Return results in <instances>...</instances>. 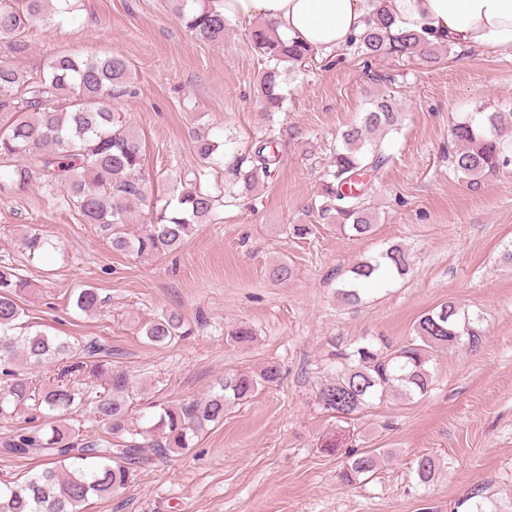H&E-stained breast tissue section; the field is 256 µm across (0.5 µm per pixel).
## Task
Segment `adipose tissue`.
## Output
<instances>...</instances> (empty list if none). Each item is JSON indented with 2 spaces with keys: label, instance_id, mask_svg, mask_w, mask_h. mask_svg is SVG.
I'll list each match as a JSON object with an SVG mask.
<instances>
[{
  "label": "adipose tissue",
  "instance_id": "adipose-tissue-1",
  "mask_svg": "<svg viewBox=\"0 0 512 512\" xmlns=\"http://www.w3.org/2000/svg\"><path fill=\"white\" fill-rule=\"evenodd\" d=\"M226 18L272 21L279 33L330 53L365 24L368 0H223ZM401 29L482 54L512 55V0H387Z\"/></svg>",
  "mask_w": 512,
  "mask_h": 512
}]
</instances>
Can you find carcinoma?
<instances>
[{
	"mask_svg": "<svg viewBox=\"0 0 512 512\" xmlns=\"http://www.w3.org/2000/svg\"><path fill=\"white\" fill-rule=\"evenodd\" d=\"M70 0H0V40L10 55L0 58V193L20 191L33 181L59 193L83 219L99 230L116 253L153 257L178 250L195 227L211 222L216 196L197 174L150 203L151 216L137 234L128 232L126 213L134 200L147 199L145 153L141 140L123 125L112 101L133 93L134 77L120 53L85 58L76 53L52 56L39 70L19 68L12 58L28 53L30 31L53 22L55 14L70 11ZM185 27L202 41L221 43L228 20L220 0H176ZM251 47L268 65L260 72L259 88L265 111L280 108V65L302 66L316 52L282 38L272 23L263 21L249 32ZM368 58L419 61L434 67L451 54L454 43L432 42L422 33L396 26L387 0H369L364 31L350 43ZM360 121L348 126L333 149L330 171L322 184V203L311 212L320 224H337L341 231L366 237L375 231L376 217L368 207L372 178L392 160V142L375 136L379 130H398L400 113L391 101L375 97ZM512 124L511 112L467 114L451 128L448 157L454 172L472 190L512 169V139L503 130ZM219 144L207 137L195 140V150L207 166L220 164ZM282 147L272 137L258 142L252 154L228 162L233 180L250 190L273 176ZM26 248L38 254L54 247L34 234ZM383 271L391 278L409 273L405 248L391 245L359 262L352 279L337 291V300L355 306L362 281ZM30 282L11 264H0V419L23 410L43 418L42 427L20 431L5 443L15 455H36L44 467L21 481H0V512H86L90 499H106L127 488L151 449L169 456L193 445L206 427L224 420V412L245 401L261 387L273 385L280 370L266 366L257 376L228 375L203 403L147 404L146 422L129 421L134 397L143 389L122 370L112 369V353L101 344L72 342L33 330L22 322L20 299ZM93 288L81 289L74 306L88 314L99 308ZM471 317L452 301L423 313L413 335L394 346L385 339H366L353 347L336 346V374L321 387L318 403L336 421L347 424L324 451L342 458L340 478L355 484L382 467L387 453L344 443L349 424L373 401L387 394L422 398L435 382V355L450 346L475 348L481 341ZM148 343L164 346L190 336L193 328L176 313H161L140 329ZM46 363L59 365L52 381L38 385L29 371ZM88 407L107 427L109 436L90 434L67 423V415ZM412 470L422 485L433 481L436 462L420 455Z\"/></svg>",
	"mask_w": 512,
	"mask_h": 512,
	"instance_id": "cac0c4a2",
	"label": "carcinoma"
}]
</instances>
